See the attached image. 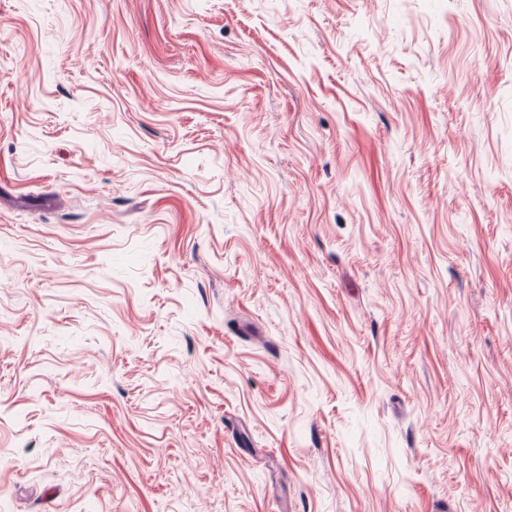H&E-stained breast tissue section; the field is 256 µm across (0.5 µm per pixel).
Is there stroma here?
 Listing matches in <instances>:
<instances>
[{"label":"stroma","instance_id":"obj_1","mask_svg":"<svg viewBox=\"0 0 512 512\" xmlns=\"http://www.w3.org/2000/svg\"><path fill=\"white\" fill-rule=\"evenodd\" d=\"M0 512H512V0H0Z\"/></svg>","mask_w":512,"mask_h":512}]
</instances>
